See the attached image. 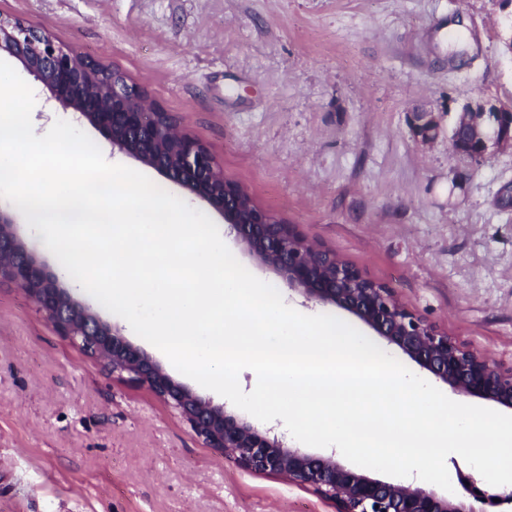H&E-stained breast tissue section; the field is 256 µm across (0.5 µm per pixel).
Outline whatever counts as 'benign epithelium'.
<instances>
[{
	"mask_svg": "<svg viewBox=\"0 0 512 512\" xmlns=\"http://www.w3.org/2000/svg\"><path fill=\"white\" fill-rule=\"evenodd\" d=\"M2 53L16 59L52 99L80 113L112 150L161 172L204 200L234 230L242 251L289 291L310 304L347 311L454 392L512 410V369L503 370L453 341L406 309L392 289L253 202L242 186L224 178L208 147L152 102L145 90L114 76L112 91L91 94L98 62L19 18L0 17ZM417 120L419 136L433 138L436 125L429 113H419ZM490 141L512 148V108L482 100L465 105L450 136L452 150L480 155ZM18 226L14 216L0 211V283L22 289L60 335L110 373L169 403L206 445L223 450L242 468L309 487L334 502L337 512H486L488 506L512 503V490L491 493L473 485L468 500L412 483L374 479L344 467L333 452L313 455L289 446L273 429L248 423L226 406L195 394L118 328L65 292L58 277L26 249Z\"/></svg>",
	"mask_w": 512,
	"mask_h": 512,
	"instance_id": "7a95c632",
	"label": "benign epithelium"
}]
</instances>
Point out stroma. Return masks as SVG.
I'll list each match as a JSON object with an SVG mask.
<instances>
[{
    "label": "stroma",
    "mask_w": 512,
    "mask_h": 512,
    "mask_svg": "<svg viewBox=\"0 0 512 512\" xmlns=\"http://www.w3.org/2000/svg\"><path fill=\"white\" fill-rule=\"evenodd\" d=\"M121 72L226 179L470 350L512 368V150L452 154L463 104L512 105L497 0H0ZM432 113L433 139L413 129ZM172 378L127 321L74 292ZM0 512H336L248 472L0 285Z\"/></svg>",
    "instance_id": "1"
}]
</instances>
